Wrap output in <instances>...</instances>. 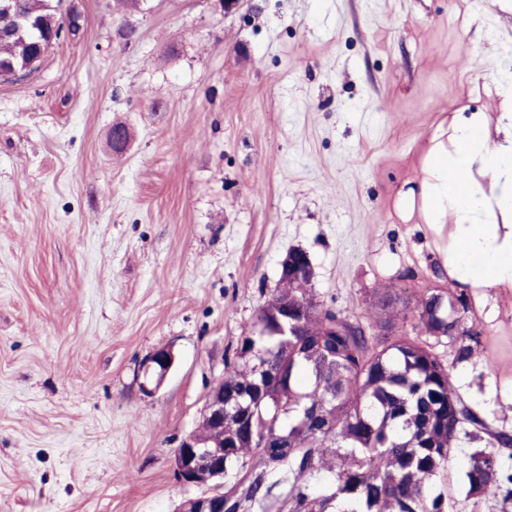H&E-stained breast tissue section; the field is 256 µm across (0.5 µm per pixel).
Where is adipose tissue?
<instances>
[{
  "instance_id": "obj_1",
  "label": "adipose tissue",
  "mask_w": 512,
  "mask_h": 512,
  "mask_svg": "<svg viewBox=\"0 0 512 512\" xmlns=\"http://www.w3.org/2000/svg\"><path fill=\"white\" fill-rule=\"evenodd\" d=\"M504 110L454 113L401 189L403 221L426 225L461 288H512V72L495 77Z\"/></svg>"
}]
</instances>
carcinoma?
<instances>
[{
	"label": "carcinoma",
	"mask_w": 512,
	"mask_h": 512,
	"mask_svg": "<svg viewBox=\"0 0 512 512\" xmlns=\"http://www.w3.org/2000/svg\"><path fill=\"white\" fill-rule=\"evenodd\" d=\"M21 12L55 20L52 0H19ZM22 39L0 40V62L21 51ZM400 288L376 293L365 328L315 301L308 282L276 288L258 308L224 362L226 390L256 386V365L274 383L224 413V434L202 424L210 445L224 449V512H453L448 471L462 439L468 496L512 500V473L498 450L512 434L493 431L459 395L449 366L422 337L446 339L454 362L476 353L477 330L469 299L443 290L414 301ZM314 309L283 329L276 313L284 300ZM409 309L412 332L392 319ZM336 335L323 336L327 327Z\"/></svg>",
	"instance_id": "1"
}]
</instances>
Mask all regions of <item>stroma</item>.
Returning <instances> with one entry per match:
<instances>
[{
	"instance_id": "35a3bbf8",
	"label": "stroma",
	"mask_w": 512,
	"mask_h": 512,
	"mask_svg": "<svg viewBox=\"0 0 512 512\" xmlns=\"http://www.w3.org/2000/svg\"><path fill=\"white\" fill-rule=\"evenodd\" d=\"M80 29L0 80V512H176L174 452L305 250L324 307L454 290L395 208L461 108L497 115L485 0H66ZM128 127L122 153L113 125ZM457 391L512 431V290L471 288ZM175 364L147 391L141 365ZM314 267L309 255L302 249L289 251L281 262L280 280L293 281L306 277L314 278Z\"/></svg>"
}]
</instances>
